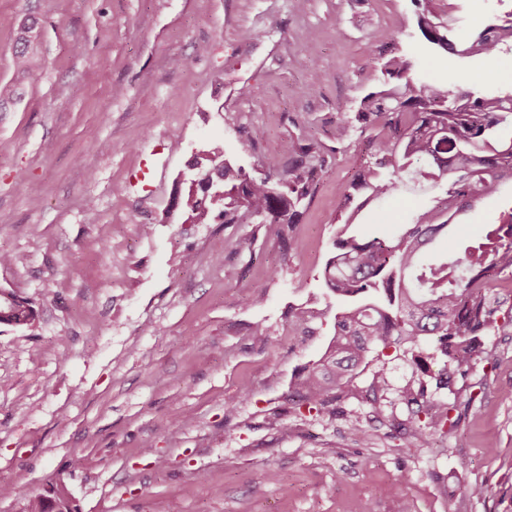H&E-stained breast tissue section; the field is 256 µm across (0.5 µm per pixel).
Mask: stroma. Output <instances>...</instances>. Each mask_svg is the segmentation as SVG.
<instances>
[{
	"mask_svg": "<svg viewBox=\"0 0 512 512\" xmlns=\"http://www.w3.org/2000/svg\"><path fill=\"white\" fill-rule=\"evenodd\" d=\"M413 0H0V289L35 310L0 325V512L61 478L81 512H512V334L453 389L423 448L393 423L398 389L443 361L436 342L385 350L382 414L362 372L345 413L308 410L296 381L335 333L321 272L362 144L337 107L407 54L429 80L512 90V50L432 63ZM36 19L40 61L15 70ZM300 139L325 164L301 223H186L176 183L204 151L257 173ZM154 167L151 190L132 186ZM512 182L456 216L457 249ZM254 236L251 249L235 242ZM264 327L268 341L253 334ZM236 405L227 415L226 405ZM366 438H359V430ZM485 485L483 497L469 487Z\"/></svg>",
	"mask_w": 512,
	"mask_h": 512,
	"instance_id": "35a3bbf8",
	"label": "stroma"
}]
</instances>
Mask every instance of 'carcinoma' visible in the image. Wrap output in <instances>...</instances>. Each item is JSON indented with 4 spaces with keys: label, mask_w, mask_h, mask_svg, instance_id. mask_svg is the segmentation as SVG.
I'll list each match as a JSON object with an SVG mask.
<instances>
[{
    "label": "carcinoma",
    "mask_w": 512,
    "mask_h": 512,
    "mask_svg": "<svg viewBox=\"0 0 512 512\" xmlns=\"http://www.w3.org/2000/svg\"><path fill=\"white\" fill-rule=\"evenodd\" d=\"M417 30L429 53L493 60L507 35L487 24L462 40L452 25L417 16ZM37 24L28 19L18 29V66L30 68L37 51ZM384 75L400 84L367 93L357 111L339 104L337 136L358 135L366 158L342 195L341 207L361 211L372 200L386 201L408 186L437 192L432 206L416 212L399 234L338 236L335 254L323 274V287L336 298V331L322 357L302 375L299 397L311 409L325 406L332 392H342L364 371L373 351L393 345L412 352L424 336L437 338L444 369L431 376L435 388L450 389L466 377L484 353L481 337L512 328V308L503 320L496 308L512 300L484 285L492 271L512 269V202L497 220L451 254L434 256L435 244L448 235L450 212L475 198L497 194L501 178L512 175V91L483 95L453 91L424 80L415 63L393 57ZM282 167L268 159L264 173L252 176L213 155L206 172L219 171L220 191L193 180L180 205L192 223L203 224L214 208L226 224H298L314 194V163L324 161L321 146L298 141ZM34 319L30 303L0 291V324L23 326ZM388 390L385 373L375 370L365 399L376 406ZM422 380L401 391L410 418L398 432L423 447L444 427L448 409L427 399ZM24 512H78L64 484L52 481Z\"/></svg>",
    "instance_id": "cac0c4a2"
}]
</instances>
